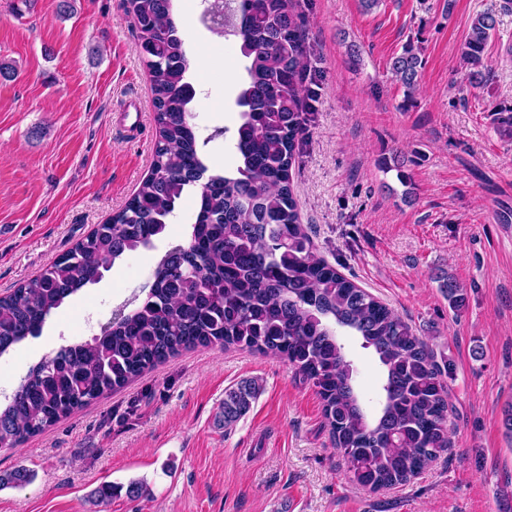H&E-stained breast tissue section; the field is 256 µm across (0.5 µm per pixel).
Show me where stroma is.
Returning <instances> with one entry per match:
<instances>
[{
	"instance_id": "stroma-1",
	"label": "stroma",
	"mask_w": 512,
	"mask_h": 512,
	"mask_svg": "<svg viewBox=\"0 0 512 512\" xmlns=\"http://www.w3.org/2000/svg\"><path fill=\"white\" fill-rule=\"evenodd\" d=\"M0 0V293L41 274L120 210L150 173L158 130L151 82L125 0ZM198 0H177L198 96L193 121L205 161L234 168L238 45L199 20ZM302 22L317 111L291 175L300 221L317 252L403 317L432 349L451 408L448 449L407 485L379 492L352 484L324 425L322 402L281 358L198 347L14 447L0 474L23 466L34 480L0 489V512H512V10L502 0H291ZM496 31L489 81L473 85L460 47L477 14ZM424 66L405 104L389 63L406 44ZM397 158L402 169H386ZM408 181H401L400 173ZM186 196L151 248L124 254L50 320L62 344L84 341L141 296L160 260L185 244ZM452 276L465 302L440 288ZM342 342L359 390L380 373L358 339ZM43 351L27 339L0 355V382L18 383ZM258 380L251 410L214 424L226 388ZM145 484L100 508L95 486Z\"/></svg>"
}]
</instances>
